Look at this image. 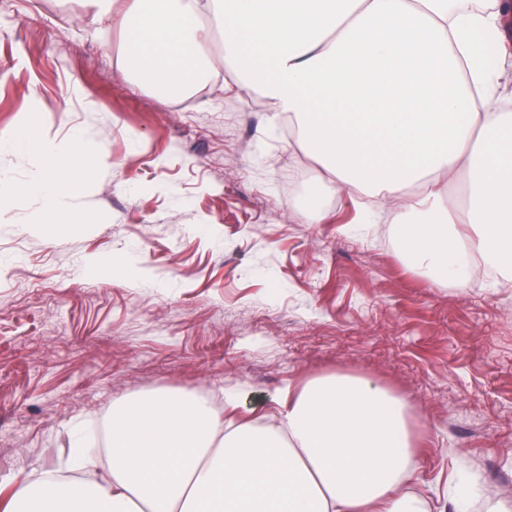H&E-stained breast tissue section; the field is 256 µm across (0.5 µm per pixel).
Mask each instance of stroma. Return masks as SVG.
Wrapping results in <instances>:
<instances>
[{
    "mask_svg": "<svg viewBox=\"0 0 512 512\" xmlns=\"http://www.w3.org/2000/svg\"><path fill=\"white\" fill-rule=\"evenodd\" d=\"M122 43L89 0H0V132L77 134L97 157L68 217L43 221L36 196L0 212V499L65 470L73 427L95 448L115 401L240 392L241 417L336 373L408 401L428 512L468 473L512 496V281L410 268L393 210L361 223L333 184L306 223L317 165L265 98L220 68L190 107L159 99L122 72ZM47 172L0 152L17 184Z\"/></svg>",
    "mask_w": 512,
    "mask_h": 512,
    "instance_id": "1",
    "label": "stroma"
}]
</instances>
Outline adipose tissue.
<instances>
[{
    "instance_id": "ef3b65f1",
    "label": "adipose tissue",
    "mask_w": 512,
    "mask_h": 512,
    "mask_svg": "<svg viewBox=\"0 0 512 512\" xmlns=\"http://www.w3.org/2000/svg\"><path fill=\"white\" fill-rule=\"evenodd\" d=\"M218 64L318 161L307 223L333 183L395 206L412 267L459 288L479 265L512 279V0H133L124 73L177 98ZM95 157L76 139L47 179L1 175L0 205L36 195L47 219L68 215ZM274 404L226 422L195 394L115 402L105 459L73 439L68 474L12 480L0 512H424L405 400L333 374Z\"/></svg>"
}]
</instances>
